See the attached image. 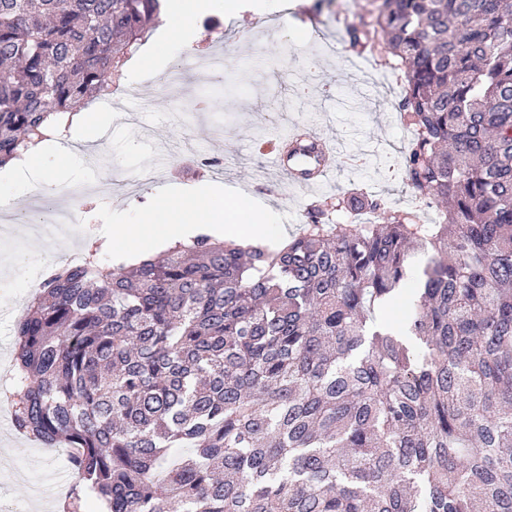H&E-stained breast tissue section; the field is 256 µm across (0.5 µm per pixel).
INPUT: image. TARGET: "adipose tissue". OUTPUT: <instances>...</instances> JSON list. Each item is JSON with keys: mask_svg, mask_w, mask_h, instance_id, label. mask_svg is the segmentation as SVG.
<instances>
[{"mask_svg": "<svg viewBox=\"0 0 512 512\" xmlns=\"http://www.w3.org/2000/svg\"><path fill=\"white\" fill-rule=\"evenodd\" d=\"M249 3L258 10L277 7V0H167L164 24L141 63L142 68L153 67L174 46H191L197 38L196 20L200 15H234ZM205 224L223 229L226 239L262 243L270 237L274 220L247 197L228 201L207 186L197 187L190 193L165 189L160 192L155 209L141 212L130 206L122 211L112 227V236L121 241L157 243L186 240L199 233Z\"/></svg>", "mask_w": 512, "mask_h": 512, "instance_id": "adipose-tissue-1", "label": "adipose tissue"}]
</instances>
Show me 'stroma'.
<instances>
[{"instance_id":"35a3bbf8","label":"stroma","mask_w":512,"mask_h":512,"mask_svg":"<svg viewBox=\"0 0 512 512\" xmlns=\"http://www.w3.org/2000/svg\"><path fill=\"white\" fill-rule=\"evenodd\" d=\"M285 14L273 19L246 13L241 20L221 15L204 16L199 38L191 49L172 52L139 75L136 85L149 91L147 99H127L125 106L138 122L156 126L160 137L148 141L137 124L113 120L93 138L103 148L106 168L130 174L152 167L159 145H168L171 175L127 195L120 184L102 199L87 200V219L71 225L66 239L53 253L38 247L30 231L0 223V372L11 366L15 352V326L23 317L25 284L49 258L64 260L89 237L107 240L109 258L128 257L125 243L108 237L113 217L128 203L151 208L162 186L191 188L214 185L246 190L259 198L278 219L282 234L298 231L306 209L324 197L358 189L381 197L396 209L410 200V192L397 170L412 132L400 120L398 104L405 86V70L384 48L360 50L349 32L360 25L371 0H282ZM214 52L223 70L205 83L189 82L176 95L163 93L170 69L193 70L198 56ZM377 81L371 101L353 108L343 99L355 97L368 81ZM202 96L210 111L192 121L181 118L184 103ZM307 123L330 138L339 154L364 153L367 166H338L333 180L307 191L278 179L257 153V139L286 138L295 125ZM224 163V177L211 181L199 175L200 150ZM75 481L64 448H48L15 431L0 418V501L15 512H64Z\"/></svg>"}]
</instances>
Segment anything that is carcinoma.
<instances>
[{
  "instance_id": "cac0c4a2",
  "label": "carcinoma",
  "mask_w": 512,
  "mask_h": 512,
  "mask_svg": "<svg viewBox=\"0 0 512 512\" xmlns=\"http://www.w3.org/2000/svg\"><path fill=\"white\" fill-rule=\"evenodd\" d=\"M163 7L0 0V169L120 84ZM374 40L411 204L336 210L386 223L312 208L279 250L201 234L43 280L12 417L76 449L65 512H512V0H373Z\"/></svg>"
}]
</instances>
